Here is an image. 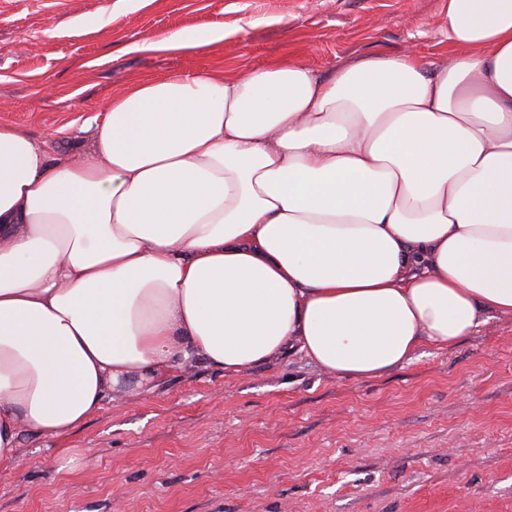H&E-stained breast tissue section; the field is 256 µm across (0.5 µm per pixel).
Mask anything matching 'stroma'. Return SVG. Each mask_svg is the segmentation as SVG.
I'll return each instance as SVG.
<instances>
[{
    "mask_svg": "<svg viewBox=\"0 0 512 512\" xmlns=\"http://www.w3.org/2000/svg\"><path fill=\"white\" fill-rule=\"evenodd\" d=\"M0 0V122L81 156L87 119L135 82L294 51L450 58L448 0ZM227 33L192 53L175 32ZM0 512H512V317L370 379L292 353L237 375L197 361L117 394L72 433L19 432ZM203 45V41L199 40L194 34L185 32H175L162 39L143 43L141 50H173L189 52Z\"/></svg>",
    "mask_w": 512,
    "mask_h": 512,
    "instance_id": "obj_1",
    "label": "stroma"
}]
</instances>
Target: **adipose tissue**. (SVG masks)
<instances>
[{"instance_id": "1", "label": "adipose tissue", "mask_w": 512, "mask_h": 512, "mask_svg": "<svg viewBox=\"0 0 512 512\" xmlns=\"http://www.w3.org/2000/svg\"><path fill=\"white\" fill-rule=\"evenodd\" d=\"M452 58L140 81L52 162L0 123V467L201 358L349 379L512 317V0Z\"/></svg>"}]
</instances>
